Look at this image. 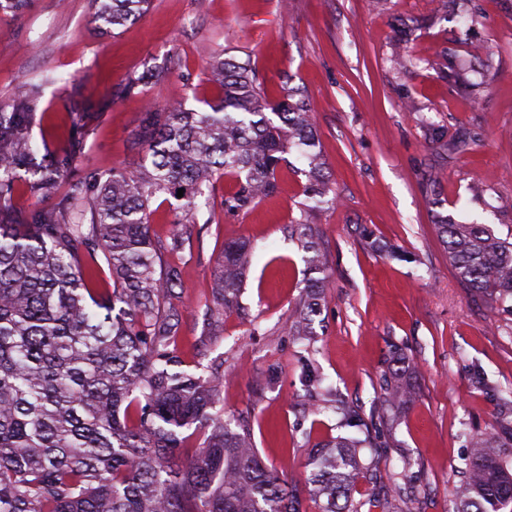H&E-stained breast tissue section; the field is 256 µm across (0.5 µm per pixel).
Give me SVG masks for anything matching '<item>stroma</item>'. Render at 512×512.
Here are the masks:
<instances>
[{"label": "stroma", "mask_w": 512, "mask_h": 512, "mask_svg": "<svg viewBox=\"0 0 512 512\" xmlns=\"http://www.w3.org/2000/svg\"><path fill=\"white\" fill-rule=\"evenodd\" d=\"M477 5L482 22L466 35L444 19L442 0H387L378 10L370 0H151L107 35L90 21L91 0L0 10V105L41 84L32 137L53 150L67 141L71 112L87 113L80 172L127 168L148 103L195 109L214 98V58L250 61L268 99L303 92L338 202L306 210L294 150L277 193L199 225L168 257L182 270L171 301L182 315L177 352L184 370L202 357L219 366L225 415L247 425L287 479L304 480L313 445L375 432L359 451L368 467L353 495L360 512H453L470 435L512 423V313L464 288L435 228L436 214H448L512 242V0ZM397 18L415 27L405 71L392 62ZM474 43L491 52L490 75L471 59ZM443 51L445 79L428 65ZM150 70L166 76L147 98L120 97ZM430 123L478 143L446 158L428 142ZM301 219L317 233L331 286L311 332L296 336L306 253L291 227ZM231 240L253 251L241 306L223 312L216 334L205 311ZM306 363L319 388L305 382ZM395 368L415 396L393 414L379 384ZM326 392L353 406L360 426L343 425Z\"/></svg>", "instance_id": "1"}]
</instances>
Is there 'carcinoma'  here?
Instances as JSON below:
<instances>
[{"instance_id":"cac0c4a2","label":"carcinoma","mask_w":512,"mask_h":512,"mask_svg":"<svg viewBox=\"0 0 512 512\" xmlns=\"http://www.w3.org/2000/svg\"><path fill=\"white\" fill-rule=\"evenodd\" d=\"M471 2L446 0L445 7L471 28L480 19ZM92 3V22L106 26L148 7V0ZM162 79L149 71L123 93L143 95ZM209 80L221 94L198 110L148 107L130 145L132 171L106 179L92 170L74 174L85 113L73 114L63 149L38 157L28 129L40 87L0 107V512H306V498L264 462L250 433L224 421L218 369H182L174 349L182 320L168 306L181 272L161 251L183 250L216 211L238 214L274 194L276 171L293 147L307 159L304 192L314 207H334L336 191L318 161L303 94L268 100L248 60L215 59ZM429 137L453 157L475 142L447 141L436 128ZM223 178L235 186L217 204ZM21 181L49 204L17 210ZM160 196L174 224L161 246L150 233V202ZM437 228L465 287L506 307L512 243L448 215ZM294 231L312 252L294 314L304 334L330 281L310 225L298 222ZM249 256L243 241L224 244L214 273L220 308L239 305ZM104 267L112 287H89L92 272ZM381 390L395 413L412 395L397 370ZM186 430L203 435V445L188 447ZM498 435L494 427L471 438L455 512H493L512 502V471L492 452ZM359 447L339 437L311 455L308 483L323 499L320 512H360L353 501Z\"/></svg>"}]
</instances>
